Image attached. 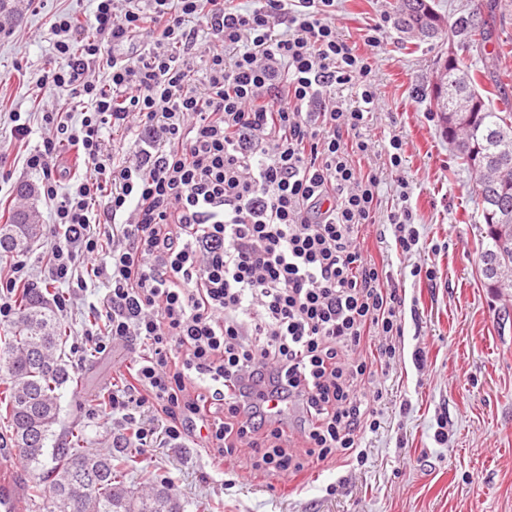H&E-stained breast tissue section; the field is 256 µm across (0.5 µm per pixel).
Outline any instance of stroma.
<instances>
[{
    "mask_svg": "<svg viewBox=\"0 0 512 512\" xmlns=\"http://www.w3.org/2000/svg\"><path fill=\"white\" fill-rule=\"evenodd\" d=\"M445 16L492 15L486 42L465 45L445 37L418 45L404 42L388 26L377 51L374 80L379 104L366 133L375 144L373 167L382 168L383 208L408 197L419 242L409 254L397 252L393 229L373 227L369 246L385 261L404 292L401 359L384 378L383 415L378 432L367 434L362 464L310 473L305 485L286 476H241L248 449L226 458L223 474L201 449L156 442L137 452L128 482L145 490V473L168 484L185 512H512V289L488 287L480 255L486 226L474 194L475 175L456 165L428 94L437 62L454 54L461 66L482 68L493 59L495 80L483 89L512 103V0H434ZM396 0H336V27L360 41L380 14H394ZM91 0H39L19 6L0 30V110L48 111L65 103L42 97L33 76L51 56L53 16L89 14ZM404 141L401 171L385 169L392 135ZM13 176L0 187V204L12 210L36 206L44 225L52 211L43 195L27 199L21 185L40 186L41 176L23 163L24 151L10 135L0 136ZM429 267L433 280L413 277ZM87 311L76 301L62 321L70 334L61 355L80 391L65 388L63 422H81L90 447L108 448L125 438L121 418L98 420L90 410L112 388L126 348L91 357L83 350ZM424 362H417V352Z\"/></svg>",
    "mask_w": 512,
    "mask_h": 512,
    "instance_id": "obj_1",
    "label": "stroma"
}]
</instances>
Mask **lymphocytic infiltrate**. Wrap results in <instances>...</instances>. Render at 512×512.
<instances>
[{"label":"lymphocytic infiltrate","mask_w":512,"mask_h":512,"mask_svg":"<svg viewBox=\"0 0 512 512\" xmlns=\"http://www.w3.org/2000/svg\"><path fill=\"white\" fill-rule=\"evenodd\" d=\"M91 2L86 22L54 17L36 79L71 111L41 113L36 145L31 113L7 123L53 209L44 286L61 288V305L104 287L88 305L89 351H133L107 410L137 448L154 443L134 416L144 408L166 442L218 459L251 449L255 474L363 461L396 355L364 348L404 333V301L365 230L390 224L404 254L418 242L411 207L381 213V179L362 165L374 57L338 34L335 0ZM98 67L106 82L91 78ZM117 137L125 154L107 149ZM31 266L0 277L1 327Z\"/></svg>","instance_id":"1"}]
</instances>
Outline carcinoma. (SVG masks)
<instances>
[{
  "label": "carcinoma",
  "mask_w": 512,
  "mask_h": 512,
  "mask_svg": "<svg viewBox=\"0 0 512 512\" xmlns=\"http://www.w3.org/2000/svg\"><path fill=\"white\" fill-rule=\"evenodd\" d=\"M410 12L395 20L397 29L416 44L450 33L469 41L484 37L485 23L472 14L449 21L430 0H397L396 10ZM489 66L472 72L450 58L440 66L432 85L429 110L455 145L458 166L477 175L475 193L487 226L481 253L482 274L493 288H512V178L503 181L504 165L512 166V106L497 107L479 91L478 77ZM43 235L38 212L31 207L9 214L0 224V262L28 252ZM17 319L0 346V418L9 433H0V452L15 454L31 470L30 496L42 500L46 512H72L70 492L88 480L90 487L79 512H184L166 485L146 494L126 480L135 463L130 455L114 463L112 450L87 446L82 429L74 427L69 443L56 437L61 423V389L72 382L60 351L68 337L50 302L38 288L16 292Z\"/></svg>",
  "instance_id": "cac0c4a2"
}]
</instances>
